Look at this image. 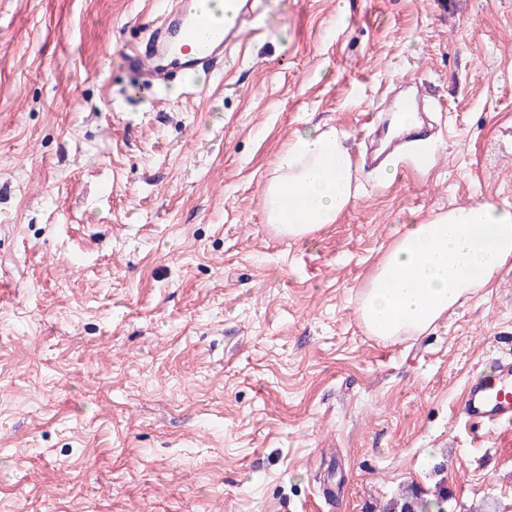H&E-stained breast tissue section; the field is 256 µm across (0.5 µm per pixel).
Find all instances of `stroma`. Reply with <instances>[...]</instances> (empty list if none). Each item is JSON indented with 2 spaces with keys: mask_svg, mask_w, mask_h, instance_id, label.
Returning a JSON list of instances; mask_svg holds the SVG:
<instances>
[{
  "mask_svg": "<svg viewBox=\"0 0 512 512\" xmlns=\"http://www.w3.org/2000/svg\"><path fill=\"white\" fill-rule=\"evenodd\" d=\"M172 0H0V512H512V263L417 336L355 308L397 225L512 204V0H262L198 89L136 90ZM424 85L429 165L384 184L378 100ZM365 193L312 241L264 183L309 124ZM460 412L476 436L502 421H512V359L499 362L496 376L467 383ZM444 497L425 498L424 495L411 490L400 502L389 508V512H445Z\"/></svg>",
  "mask_w": 512,
  "mask_h": 512,
  "instance_id": "1",
  "label": "stroma"
}]
</instances>
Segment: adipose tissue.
I'll return each mask as SVG.
<instances>
[{"label":"adipose tissue","instance_id":"obj_1","mask_svg":"<svg viewBox=\"0 0 512 512\" xmlns=\"http://www.w3.org/2000/svg\"><path fill=\"white\" fill-rule=\"evenodd\" d=\"M353 156L335 127L296 131L263 194L268 224L289 239H309L362 196ZM512 262V205L480 201L401 225L366 278L357 318L370 335H418L461 308Z\"/></svg>","mask_w":512,"mask_h":512}]
</instances>
